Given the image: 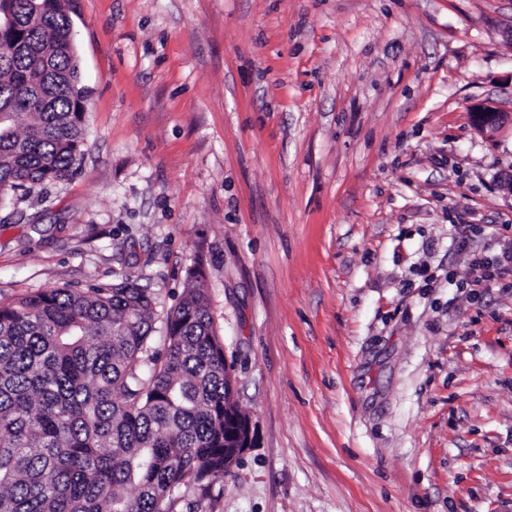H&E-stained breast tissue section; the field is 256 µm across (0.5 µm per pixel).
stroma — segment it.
I'll return each mask as SVG.
<instances>
[{
    "instance_id": "1",
    "label": "stroma",
    "mask_w": 512,
    "mask_h": 512,
    "mask_svg": "<svg viewBox=\"0 0 512 512\" xmlns=\"http://www.w3.org/2000/svg\"><path fill=\"white\" fill-rule=\"evenodd\" d=\"M86 145L0 299L204 288L254 443L200 512H512V0H67ZM505 120L479 131L470 109ZM473 278L471 288H490L491 283L512 275V249L503 250L493 257H475L472 260Z\"/></svg>"
}]
</instances>
